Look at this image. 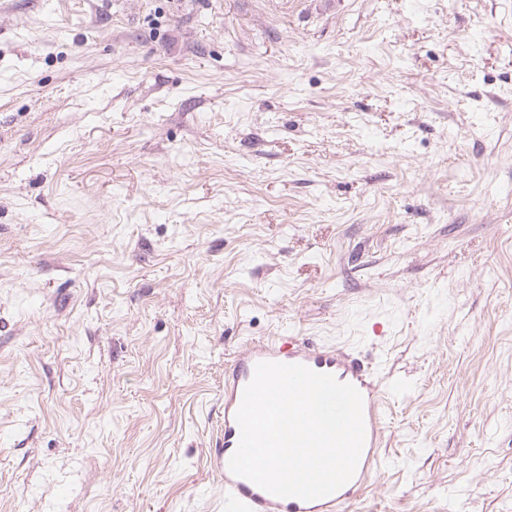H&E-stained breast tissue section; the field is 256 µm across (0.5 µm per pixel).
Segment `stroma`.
<instances>
[{
  "instance_id": "1",
  "label": "stroma",
  "mask_w": 512,
  "mask_h": 512,
  "mask_svg": "<svg viewBox=\"0 0 512 512\" xmlns=\"http://www.w3.org/2000/svg\"><path fill=\"white\" fill-rule=\"evenodd\" d=\"M0 0V512H224V366L363 360L353 512H512V0Z\"/></svg>"
}]
</instances>
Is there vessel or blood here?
I'll return each instance as SVG.
<instances>
[{
    "instance_id": "vessel-or-blood-1",
    "label": "vessel or blood",
    "mask_w": 512,
    "mask_h": 512,
    "mask_svg": "<svg viewBox=\"0 0 512 512\" xmlns=\"http://www.w3.org/2000/svg\"><path fill=\"white\" fill-rule=\"evenodd\" d=\"M262 362L301 364L315 372L333 375L360 392L365 423L364 448L354 476L333 494L314 500L280 498L231 472L229 460L241 435L236 413L257 364ZM384 402L385 392L378 387L368 367L336 346H300L284 340L245 344L224 368V452L218 458L224 480V512H347L375 466L382 462L380 445L386 425Z\"/></svg>"
}]
</instances>
